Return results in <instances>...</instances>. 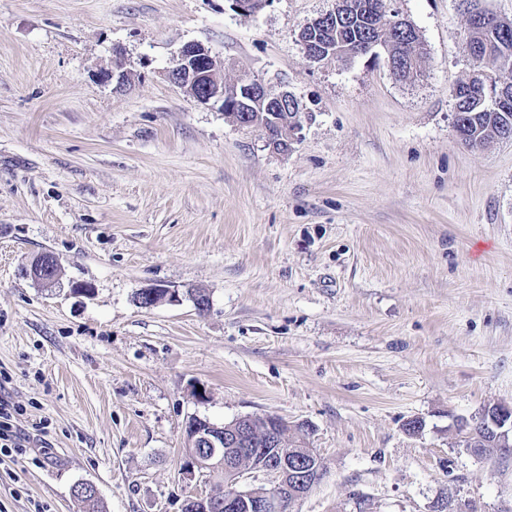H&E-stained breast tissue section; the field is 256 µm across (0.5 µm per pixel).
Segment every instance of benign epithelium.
<instances>
[{"mask_svg": "<svg viewBox=\"0 0 512 512\" xmlns=\"http://www.w3.org/2000/svg\"><path fill=\"white\" fill-rule=\"evenodd\" d=\"M336 11L313 19L304 29L306 57L313 62L334 59L333 51L313 38L314 32L330 28ZM224 64L201 44H188L176 54L165 71L167 80L201 104L230 106L241 113L238 125L259 127L267 146L277 154L287 153L297 140L303 123V109L294 104L291 121L277 113L286 107L288 93H267L258 80H241L231 84L219 77ZM509 71L493 81L483 70L469 77L465 91L481 98H496L499 87L508 84ZM55 255L45 252L33 262L30 275L49 284L56 278ZM180 301L178 293L164 288H147L140 293L139 303L150 308L157 304ZM481 419L488 440L497 448L512 447V408L500 405L484 408ZM287 424L273 415L260 418L246 415L229 424L218 425L207 419L193 418L186 427L190 464L184 474L205 469L209 475L224 479V498L215 495L192 498L193 512H288V505L307 495L321 480L320 461L312 448L300 450L301 456L290 457L281 451V431Z\"/></svg>", "mask_w": 512, "mask_h": 512, "instance_id": "1", "label": "benign epithelium"}]
</instances>
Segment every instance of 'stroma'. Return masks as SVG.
<instances>
[{
    "instance_id": "1",
    "label": "stroma",
    "mask_w": 512,
    "mask_h": 512,
    "mask_svg": "<svg viewBox=\"0 0 512 512\" xmlns=\"http://www.w3.org/2000/svg\"><path fill=\"white\" fill-rule=\"evenodd\" d=\"M335 6L0 0V374L26 438L0 512H85L81 482L99 512H182L222 487L183 478L187 422L245 415L323 462L291 512H512V456L456 429L512 406V141L462 145L452 98L495 66L462 0H392L423 43L411 80L310 61L300 33ZM191 43L300 101L288 154L163 78ZM156 285L181 302L139 307ZM54 254L45 252L33 262L30 268V275L38 282L50 284L56 278L58 263Z\"/></svg>"
}]
</instances>
